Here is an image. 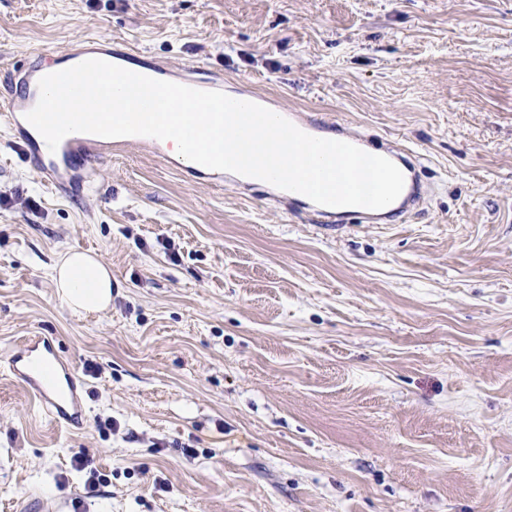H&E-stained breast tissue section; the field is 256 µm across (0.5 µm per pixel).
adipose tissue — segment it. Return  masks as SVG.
Masks as SVG:
<instances>
[{"label":"adipose tissue","mask_w":512,"mask_h":512,"mask_svg":"<svg viewBox=\"0 0 512 512\" xmlns=\"http://www.w3.org/2000/svg\"><path fill=\"white\" fill-rule=\"evenodd\" d=\"M51 278L72 314L101 312L112 302V270L94 254L67 251L52 265Z\"/></svg>","instance_id":"1"}]
</instances>
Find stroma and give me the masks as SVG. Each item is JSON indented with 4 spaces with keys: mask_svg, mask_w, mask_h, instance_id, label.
<instances>
[{
    "mask_svg": "<svg viewBox=\"0 0 512 512\" xmlns=\"http://www.w3.org/2000/svg\"><path fill=\"white\" fill-rule=\"evenodd\" d=\"M96 36L415 149L428 192L319 224L129 148L55 194L0 124V361L49 336L87 388L60 427L0 368V512H512V0H0V86ZM72 249L106 311L59 300ZM51 278L74 315L101 312L112 303V269L92 253L67 251L51 266Z\"/></svg>",
    "mask_w": 512,
    "mask_h": 512,
    "instance_id": "35a3bbf8",
    "label": "stroma"
}]
</instances>
